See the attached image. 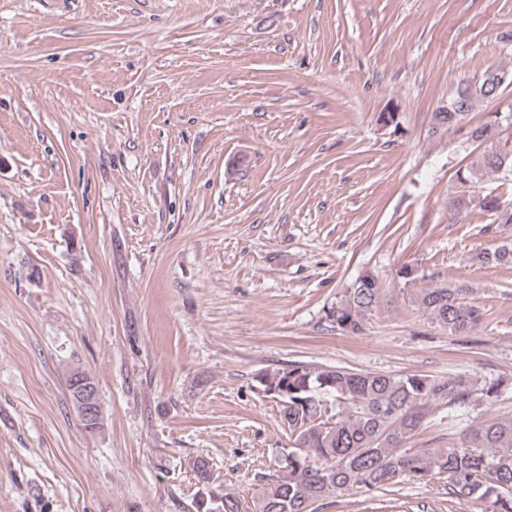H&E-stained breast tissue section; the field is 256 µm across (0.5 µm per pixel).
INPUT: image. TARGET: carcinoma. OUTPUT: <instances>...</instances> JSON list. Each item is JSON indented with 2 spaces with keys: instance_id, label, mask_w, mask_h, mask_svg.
Segmentation results:
<instances>
[{
  "instance_id": "cac0c4a2",
  "label": "carcinoma",
  "mask_w": 512,
  "mask_h": 512,
  "mask_svg": "<svg viewBox=\"0 0 512 512\" xmlns=\"http://www.w3.org/2000/svg\"><path fill=\"white\" fill-rule=\"evenodd\" d=\"M506 75L496 70L482 82L458 88L448 103L432 113V130H447L466 119L476 100L490 98ZM474 138L491 143L478 168L466 178L477 184L495 174L512 177V152L493 143L496 124L471 129ZM474 260L512 265V247L501 246ZM462 288H423L417 304L428 317L456 335L480 324V308L460 302ZM378 299L374 277L362 275L328 310L336 330L357 336ZM260 391L281 405L290 448L279 458L278 474L253 496V512H318L319 502L348 489H377L408 474L419 480L448 479V494L459 501L490 500L493 512H512V419L490 418L446 448L415 451L408 439L423 426L431 405L462 407L475 389L462 377L434 379L368 373L344 367L312 369L294 363L259 377ZM239 497L224 493L205 512H246Z\"/></svg>"
}]
</instances>
